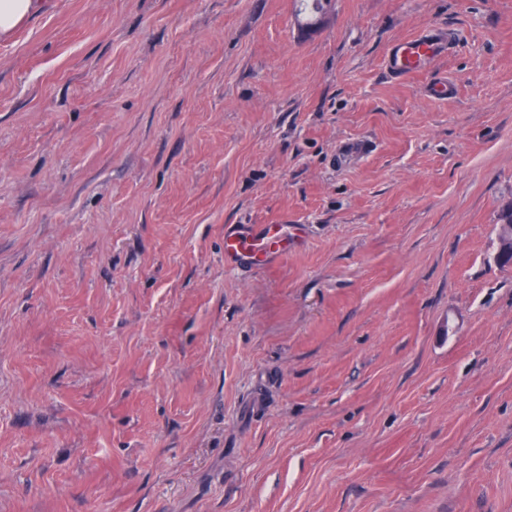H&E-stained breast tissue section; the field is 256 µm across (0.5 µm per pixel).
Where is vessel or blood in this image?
I'll return each instance as SVG.
<instances>
[{
    "label": "vessel or blood",
    "mask_w": 512,
    "mask_h": 512,
    "mask_svg": "<svg viewBox=\"0 0 512 512\" xmlns=\"http://www.w3.org/2000/svg\"><path fill=\"white\" fill-rule=\"evenodd\" d=\"M448 35L444 29L429 28L419 35L394 45L384 68L389 75L406 77L420 70L432 58L447 54ZM288 249L277 224L260 226L255 231L233 230L224 235V257L234 264L260 266L270 263Z\"/></svg>",
    "instance_id": "b4317fda"
}]
</instances>
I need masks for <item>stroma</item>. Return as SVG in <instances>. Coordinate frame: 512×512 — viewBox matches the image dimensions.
<instances>
[{"label":"stroma","mask_w":512,"mask_h":512,"mask_svg":"<svg viewBox=\"0 0 512 512\" xmlns=\"http://www.w3.org/2000/svg\"><path fill=\"white\" fill-rule=\"evenodd\" d=\"M46 2L0 40V512H512V0ZM448 53V34L442 28H429L419 35L394 45L384 68L391 76L407 77L432 58ZM500 236L498 259L502 260L512 254V211L508 207L503 208L500 215ZM281 225H262L256 231L233 230L224 234V258L238 264L261 266L288 251Z\"/></svg>","instance_id":"obj_1"}]
</instances>
